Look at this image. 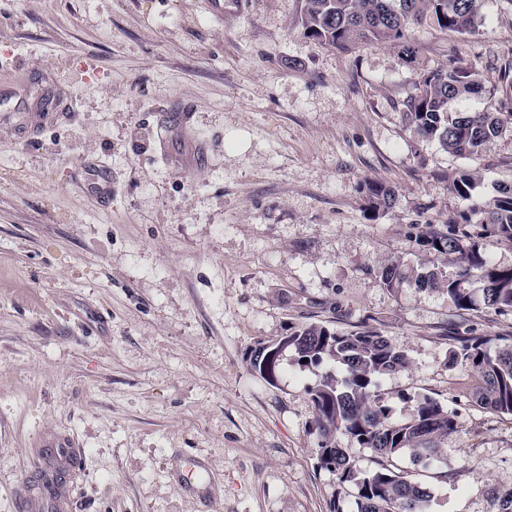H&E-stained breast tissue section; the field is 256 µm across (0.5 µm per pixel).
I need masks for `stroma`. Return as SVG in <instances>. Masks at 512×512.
<instances>
[{
    "label": "stroma",
    "instance_id": "1",
    "mask_svg": "<svg viewBox=\"0 0 512 512\" xmlns=\"http://www.w3.org/2000/svg\"><path fill=\"white\" fill-rule=\"evenodd\" d=\"M302 6L225 0L219 21L206 0H0V83L33 67L14 100L31 135L0 125V512L63 437L72 512H352L311 428L325 367L286 357L269 383L248 355L367 318L408 358L382 382L396 417L417 394L459 414L437 461L400 464L430 512H490L488 490L512 488V417L474 403L447 338L456 323L500 347L512 312L461 319L445 290L377 277L423 262L419 232L466 208L458 172L485 198L512 183V126L462 159L402 122L414 68L451 62L485 87L465 109L499 110L512 0H481L472 34L415 28L411 67L305 37ZM187 104L160 152V114ZM367 180L397 191L374 220ZM192 458L209 481H182Z\"/></svg>",
    "mask_w": 512,
    "mask_h": 512
}]
</instances>
